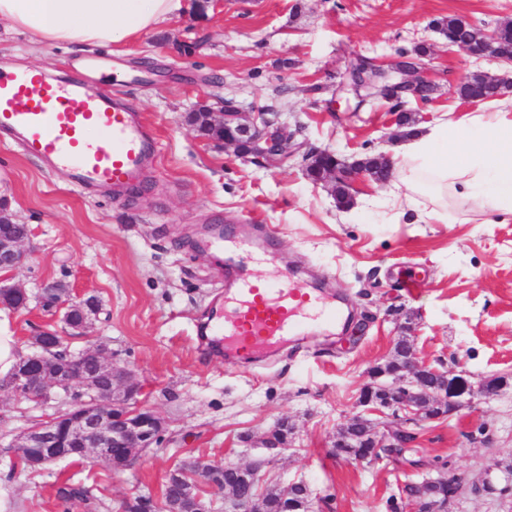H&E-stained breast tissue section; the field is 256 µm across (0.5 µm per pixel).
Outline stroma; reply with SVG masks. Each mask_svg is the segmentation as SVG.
<instances>
[{
  "instance_id": "1",
  "label": "stroma",
  "mask_w": 512,
  "mask_h": 512,
  "mask_svg": "<svg viewBox=\"0 0 512 512\" xmlns=\"http://www.w3.org/2000/svg\"><path fill=\"white\" fill-rule=\"evenodd\" d=\"M449 16L490 30L512 19V0H221L206 8L189 0L184 14L134 41L85 49H39L0 22V68L63 78L96 63L97 82L143 115L156 145L143 186L121 193L78 189L68 172L0 136V208L30 229L28 259L14 274L30 300L21 310L0 306V316L27 354L36 331L63 327L61 312L38 300L45 283L96 296L93 326L73 348L105 343L114 367L131 371L166 422L157 447L123 470L91 458L23 469L13 436L63 403L0 391V512H118L129 495L160 497L187 456L210 466L267 460L273 482L309 486L311 512H390L406 485L443 473L461 480L448 512H512V482L499 471L512 462V382L440 420L385 416L416 437L401 456L366 465L332 453L370 369L398 337L471 383L512 379V216L487 223L471 201L449 204L447 219L433 221L423 197L405 217L391 184L367 177L342 209L307 177L301 156L260 167L187 121L201 100L226 96L248 112L284 113L301 126V140L346 162L390 154L403 134L391 104H336L351 58L389 62L428 48L432 99L404 106L418 126L473 112L456 92L462 75L512 69L448 48L438 23ZM253 221L275 236L269 263L251 266L254 277L288 273L325 293L344 290L355 322L231 367L223 346L194 330L223 300L232 263L194 243L212 225L232 233ZM414 278L421 286L412 294ZM283 420L289 444L269 456L261 442ZM487 479L493 492L481 489ZM65 483L90 488L89 501L62 503Z\"/></svg>"
}]
</instances>
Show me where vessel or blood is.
<instances>
[{
    "mask_svg": "<svg viewBox=\"0 0 512 512\" xmlns=\"http://www.w3.org/2000/svg\"><path fill=\"white\" fill-rule=\"evenodd\" d=\"M0 133L85 187L138 185L155 153L139 115L119 96L95 89L87 77L59 82L35 69L0 72ZM234 248L255 263L269 253L268 242L259 241L252 227L236 233ZM338 315L332 301L291 278L259 284L243 273L232 282L223 310L200 332L223 337L224 359L232 364L331 324Z\"/></svg>",
    "mask_w": 512,
    "mask_h": 512,
    "instance_id": "vessel-or-blood-1",
    "label": "vessel or blood"
}]
</instances>
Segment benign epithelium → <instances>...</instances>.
<instances>
[{
    "instance_id": "1",
    "label": "benign epithelium",
    "mask_w": 512,
    "mask_h": 512,
    "mask_svg": "<svg viewBox=\"0 0 512 512\" xmlns=\"http://www.w3.org/2000/svg\"><path fill=\"white\" fill-rule=\"evenodd\" d=\"M512 20H506L487 31L475 26L465 17H455V28L466 33L471 44L477 46L472 51L458 42L454 36H448V46L456 47L470 56L491 58L512 65V54L497 52L500 43V31L511 28ZM383 68L393 73V79L402 92L417 101L431 99L427 89L434 87L427 76V67L419 59L411 60V65L397 68L395 64H385ZM197 109L204 112L212 126L221 130H233L232 135L217 139V143L231 147L238 156L253 163L264 161H285L295 154L303 153V158L312 161L317 151L307 147V143L296 141L299 128H291L288 121L280 118L277 112H244L236 100L218 97L209 104L202 101ZM320 162L310 167L314 171L312 181L324 183L336 189V181L349 187L366 174L377 182L389 177L392 162L386 155L375 157L378 169L383 176L375 174V169L365 163H346L339 161L334 154L325 151ZM23 238L0 237V298L4 295H25L18 284L10 283L14 272L27 258L22 249ZM92 367L84 368L75 364V360H58L42 353L34 361L49 362L53 370L48 373H34L30 368H22L8 385L17 396L36 402H48L60 395L71 397L69 408L38 422L21 431L13 440L11 447L28 457L29 465L45 468L59 459L74 453L93 457L102 463L112 462V449L130 448L128 461H133L144 448H151L160 438L164 428L163 421L152 410L140 405L136 400L139 392L128 372H114L112 362L107 359L106 347L95 344L87 350ZM430 365L411 354L403 363L400 373L394 376L391 385L383 388L384 394L377 398L360 399L361 411L352 421L372 424L371 415H384L391 410L404 414L410 420H432L427 413L423 398L434 397L448 406L458 408L466 396L473 394L472 385L461 374L448 372L443 375L433 390L421 386L423 375ZM374 448H405L406 432L403 430L379 429L374 426ZM268 461L258 465H233V468L245 473V478L254 484L263 480V468Z\"/></svg>"
}]
</instances>
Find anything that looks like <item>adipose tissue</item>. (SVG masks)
Returning a JSON list of instances; mask_svg holds the SVG:
<instances>
[{"label": "adipose tissue", "mask_w": 512, "mask_h": 512, "mask_svg": "<svg viewBox=\"0 0 512 512\" xmlns=\"http://www.w3.org/2000/svg\"><path fill=\"white\" fill-rule=\"evenodd\" d=\"M185 8L184 0H0V21L42 47L112 46ZM393 167L396 200L450 195L491 216L512 215V112L491 102L457 122L436 120L400 144Z\"/></svg>", "instance_id": "1"}]
</instances>
